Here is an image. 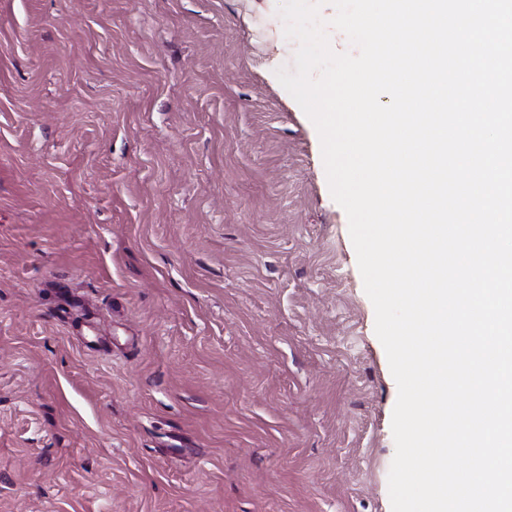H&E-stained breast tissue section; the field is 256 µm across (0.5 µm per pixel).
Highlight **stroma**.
Segmentation results:
<instances>
[{"instance_id": "1", "label": "stroma", "mask_w": 512, "mask_h": 512, "mask_svg": "<svg viewBox=\"0 0 512 512\" xmlns=\"http://www.w3.org/2000/svg\"><path fill=\"white\" fill-rule=\"evenodd\" d=\"M280 5L0 0V512H392Z\"/></svg>"}]
</instances>
